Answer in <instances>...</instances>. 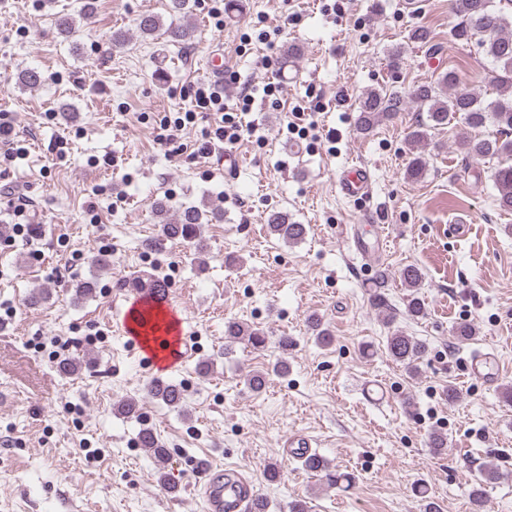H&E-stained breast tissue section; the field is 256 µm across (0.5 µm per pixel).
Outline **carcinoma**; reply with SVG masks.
<instances>
[{
    "label": "carcinoma",
    "instance_id": "1",
    "mask_svg": "<svg viewBox=\"0 0 512 512\" xmlns=\"http://www.w3.org/2000/svg\"><path fill=\"white\" fill-rule=\"evenodd\" d=\"M459 10L463 18L461 27L453 31L459 39H476L478 47L490 59L492 64L490 82L496 89L498 99L485 106L479 97L459 88L461 83L458 72L454 69L444 71L433 82L418 85L412 94V100L427 112V122L418 125L411 133V142L419 145L427 137L431 129H442L448 122L457 117L470 129L485 127L488 120L498 126L512 130V17H508L500 9L494 8L492 0H460ZM164 31L170 41L179 43L188 39L189 28L186 25L171 22L164 24L161 16L146 14L138 21L141 35L153 36ZM45 77L39 70H25L19 83L30 89L42 86ZM406 107L405 99L393 91L391 93L371 90L360 103L359 129L370 132L379 123L393 118ZM468 155L473 157L498 156L501 161L492 174L496 199L503 209H512V140H498L475 135L463 141ZM155 213L160 218L161 240H178L193 248L198 262L206 245L201 236L200 227L224 219V212L219 208L202 209L196 205L182 206L175 215L169 214L167 206L161 202L155 206ZM270 234L288 244L300 242L306 233L302 224H296L282 212H273L267 219ZM407 288H418L422 282V273L416 266L405 267L400 274ZM225 338L230 342L247 338L253 347H262L266 343V335L260 330H248L242 323L230 320L225 325ZM386 349L389 355L410 368L425 355L426 345L410 336L394 333L387 337ZM150 395L172 408H179L184 401L181 388L171 382L157 380L149 387ZM143 447L152 451L158 466L159 482L167 488V468L169 454L159 442L154 432L144 429L140 433ZM304 467L320 475L327 485L335 486L344 480L351 482L352 477L330 469L328 461L319 454L312 455L303 461Z\"/></svg>",
    "mask_w": 512,
    "mask_h": 512
}]
</instances>
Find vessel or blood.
I'll list each match as a JSON object with an SVG mask.
<instances>
[{
	"label": "vessel or blood",
	"instance_id": "vessel-or-blood-1",
	"mask_svg": "<svg viewBox=\"0 0 512 512\" xmlns=\"http://www.w3.org/2000/svg\"><path fill=\"white\" fill-rule=\"evenodd\" d=\"M341 195L351 201H360L369 194V173L360 167L341 170L337 175ZM116 325L120 333L137 353L145 355L151 370L164 372L167 367L187 356L182 321L169 306L158 305L147 293L139 295L122 314ZM497 357L490 352L475 350L468 362L472 378L494 380ZM203 512H254L258 490L232 469L206 470Z\"/></svg>",
	"mask_w": 512,
	"mask_h": 512
}]
</instances>
